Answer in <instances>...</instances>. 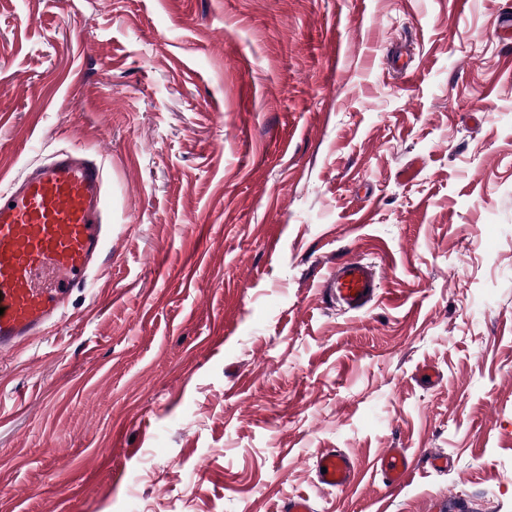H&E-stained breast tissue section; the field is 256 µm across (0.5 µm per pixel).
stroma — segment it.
Wrapping results in <instances>:
<instances>
[{"label": "stroma", "instance_id": "obj_1", "mask_svg": "<svg viewBox=\"0 0 512 512\" xmlns=\"http://www.w3.org/2000/svg\"><path fill=\"white\" fill-rule=\"evenodd\" d=\"M508 15L0 0V191L67 150L112 226L0 368V512H512ZM348 258L379 277L357 313L320 288ZM326 448L350 487L319 484ZM390 448L420 462L394 491ZM322 467L327 468V473L321 472ZM315 469L318 482L327 488L343 490L349 487L354 479L351 458L335 448H326L317 456Z\"/></svg>", "mask_w": 512, "mask_h": 512}]
</instances>
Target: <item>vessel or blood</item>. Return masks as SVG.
Returning <instances> with one entry per match:
<instances>
[{"label": "vessel or blood", "mask_w": 512, "mask_h": 512, "mask_svg": "<svg viewBox=\"0 0 512 512\" xmlns=\"http://www.w3.org/2000/svg\"><path fill=\"white\" fill-rule=\"evenodd\" d=\"M102 167L68 151L54 153L0 193V363L46 339L67 317L75 291L112 259ZM327 295L351 311L377 297L372 268L359 259L337 263L323 282ZM321 485L342 490L354 479L351 458L325 449L316 460ZM406 449L377 461L386 488L410 479Z\"/></svg>", "instance_id": "obj_1"}]
</instances>
